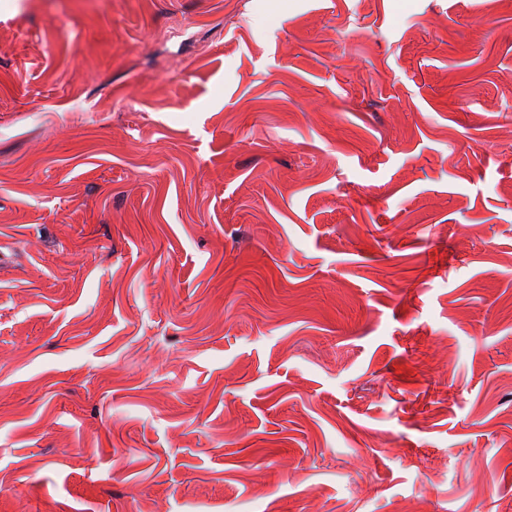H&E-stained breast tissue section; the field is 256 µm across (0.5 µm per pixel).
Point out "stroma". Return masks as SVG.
I'll use <instances>...</instances> for the list:
<instances>
[{"mask_svg": "<svg viewBox=\"0 0 512 512\" xmlns=\"http://www.w3.org/2000/svg\"><path fill=\"white\" fill-rule=\"evenodd\" d=\"M0 512H512V5L0 0Z\"/></svg>", "mask_w": 512, "mask_h": 512, "instance_id": "obj_1", "label": "stroma"}]
</instances>
